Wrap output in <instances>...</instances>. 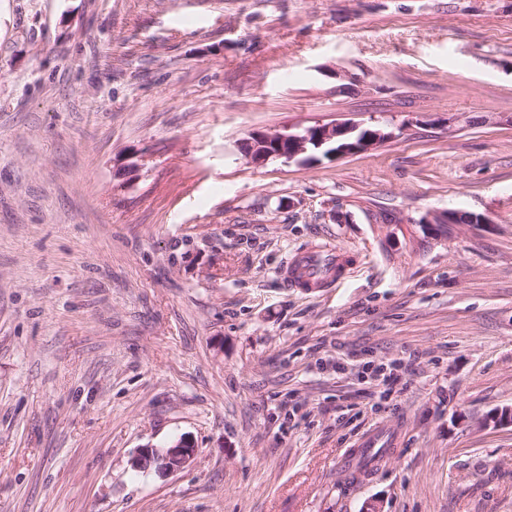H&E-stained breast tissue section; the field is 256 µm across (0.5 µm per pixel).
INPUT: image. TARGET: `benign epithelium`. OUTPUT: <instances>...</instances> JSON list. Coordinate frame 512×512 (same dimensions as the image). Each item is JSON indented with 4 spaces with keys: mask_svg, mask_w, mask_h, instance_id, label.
Segmentation results:
<instances>
[{
    "mask_svg": "<svg viewBox=\"0 0 512 512\" xmlns=\"http://www.w3.org/2000/svg\"><path fill=\"white\" fill-rule=\"evenodd\" d=\"M363 128L353 123L316 124L298 127L288 132L257 133L245 142L244 153L254 164H263L272 159H282L286 162H306L312 159L309 146L322 145L331 142H342V145L328 152V156L340 158L367 151L383 142L396 137L392 131L381 130L362 135ZM462 213L449 210L434 214L423 220L425 224H460ZM484 427L512 428V408L497 410L480 421ZM197 448L187 435H181L172 440L164 448L152 445L142 446L131 458V466L137 470L147 471L159 466L161 472L172 475L189 467L195 460Z\"/></svg>",
    "mask_w": 512,
    "mask_h": 512,
    "instance_id": "obj_1",
    "label": "benign epithelium"
}]
</instances>
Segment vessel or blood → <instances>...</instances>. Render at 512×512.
Returning <instances> with one entry per match:
<instances>
[{"mask_svg":"<svg viewBox=\"0 0 512 512\" xmlns=\"http://www.w3.org/2000/svg\"><path fill=\"white\" fill-rule=\"evenodd\" d=\"M355 268L352 252L332 241H312L298 250L280 267L284 287L307 293L318 292L348 278Z\"/></svg>","mask_w":512,"mask_h":512,"instance_id":"b4317fda","label":"vessel or blood"}]
</instances>
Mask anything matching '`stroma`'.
<instances>
[{
  "label": "stroma",
  "instance_id": "35a3bbf8",
  "mask_svg": "<svg viewBox=\"0 0 512 512\" xmlns=\"http://www.w3.org/2000/svg\"><path fill=\"white\" fill-rule=\"evenodd\" d=\"M334 120L399 136L240 149ZM510 405L512 0H0V512H512ZM363 128L353 123L316 124L298 127L288 132L251 134L245 142L244 153L254 164H263L272 159H284L285 162H306L313 158L309 145L320 148L334 140L344 142L340 147L330 150L327 157L340 158L367 151L383 142L396 137L393 131L368 133L362 137ZM463 213L448 210L444 213H438L434 214L432 216L426 217L423 220L422 224H438L436 230V234L438 235H447L448 234V227L446 224H485L487 223V218L484 215H481V218L479 219V223L477 222L476 218H473L472 222H463L461 220ZM474 215V213H465L463 215L464 217H470ZM355 269L352 252L330 240L311 241L298 250L278 271L285 288L313 293L331 288ZM390 433H394V431H387V430H382V431H379L378 433H373L372 435H370L369 437H367L363 442L362 444L360 445V450L358 451V454H359V461H358V467L360 468L361 471L363 472H366L368 470H370L371 468H369V465L374 462V461H380L381 458L383 457V454L385 453L386 451V448H382L384 449V451H380L379 453L375 454V451H372L371 448H376L378 442L384 437V436H387L388 434ZM196 454L197 448L193 440L188 435H181L165 448L142 446L131 458V466L137 470L147 471L159 465V471L168 476L189 467L195 460Z\"/></svg>",
  "mask_w": 512,
  "mask_h": 512
}]
</instances>
